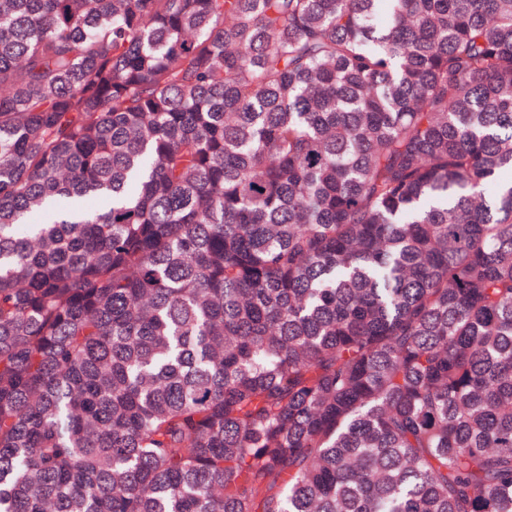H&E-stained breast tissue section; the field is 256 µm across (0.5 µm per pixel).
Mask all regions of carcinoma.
Masks as SVG:
<instances>
[{"label": "carcinoma", "instance_id": "obj_1", "mask_svg": "<svg viewBox=\"0 0 512 512\" xmlns=\"http://www.w3.org/2000/svg\"><path fill=\"white\" fill-rule=\"evenodd\" d=\"M0 512H512V0H0Z\"/></svg>", "mask_w": 512, "mask_h": 512}]
</instances>
